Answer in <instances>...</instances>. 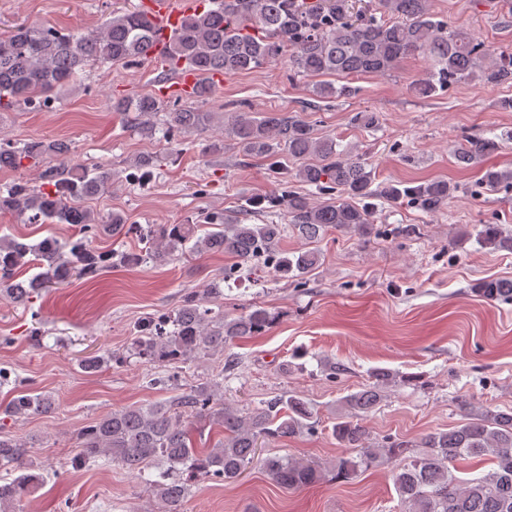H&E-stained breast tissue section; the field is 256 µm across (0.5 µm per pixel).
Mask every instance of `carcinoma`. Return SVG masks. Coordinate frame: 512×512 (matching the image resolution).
I'll use <instances>...</instances> for the list:
<instances>
[{
	"label": "carcinoma",
	"mask_w": 512,
	"mask_h": 512,
	"mask_svg": "<svg viewBox=\"0 0 512 512\" xmlns=\"http://www.w3.org/2000/svg\"><path fill=\"white\" fill-rule=\"evenodd\" d=\"M209 7L186 14L168 42L163 59L166 70L180 67L197 71L202 82L196 98L206 101L212 87L205 78L214 73L234 76L249 73L284 55L292 77L385 74L410 54H423L430 63L428 77L418 84L419 93L438 91L478 77L487 84L512 83V54L475 40L466 30L453 27L431 9V0H377L374 11L353 12L352 0H319L304 5L298 0H208ZM158 38L156 26L141 10L114 11L99 29H55L36 23H19L0 36V108L18 101L46 104L50 93L76 85L88 68L113 66L146 59ZM112 109L131 125L150 136L153 118L161 109L151 94H127L112 100ZM214 113L190 107L169 113L170 129L191 133L212 123ZM236 144L249 155L274 158L280 153L297 163L295 179L316 188L326 199L313 201L295 190L269 195L259 201L262 210L286 207L288 223L244 224L238 218L217 217L209 224H152L146 228L127 224L114 213L108 221L95 218L83 200L104 193L112 172L92 173L61 161L41 173L50 189L17 183L0 192V213L25 216L40 224H78L80 237L63 253L55 239L36 245L15 237L0 238V285L19 303H27L42 289L68 281L72 276L95 278L110 266L112 256L97 251L88 238L122 227L139 234L145 249L119 256V262L137 267L165 262L175 253L193 255L224 252L241 264L270 270L275 278L301 285L318 265L320 252L313 247L329 230L349 232L361 239L373 230L372 190L374 172L359 156L339 148L336 138L319 136L314 125L298 112L242 111L231 116ZM504 139L469 135L456 147L457 166L467 168L489 156ZM62 143L30 142L21 148L0 145V167L20 169L24 161L65 154ZM479 184L487 190L512 189V171L488 166ZM459 191L444 180L389 185L384 195L393 202H407L427 212H437ZM305 241L290 254L281 250L288 233ZM481 246L512 252V234L498 224H479ZM35 257L42 272L26 281L17 270ZM472 290L491 301H512V279L485 278ZM274 317L260 306L233 318L224 310L206 306L202 294H185L167 314L141 322L134 329L131 352L141 359L158 361L166 372L153 384L176 385L181 365L209 358L240 338L258 336ZM126 356L111 351L94 352L80 360L83 371L96 373ZM375 384L342 399L343 414L331 434L343 448L356 454L336 457L329 465L271 456L262 469L276 484L288 490L312 487L327 477L350 479L381 462L394 463V484L406 504L405 512H512V413L477 412L448 431L430 432L418 440L375 442L360 423L381 401V389L394 381L391 372H373ZM53 399L14 384L7 404L0 408V468L21 474L0 482V512H22L20 503L29 489L42 480L30 459L28 442L5 431L7 422H18L51 412ZM210 425L223 433L210 448L196 447L193 432ZM314 413L295 395H279L249 411L224 398V381L216 379L191 385L172 399L133 405L113 411L83 426L77 433L80 448L75 467L105 459L131 471L160 462L169 471L150 485L158 512H179L198 478L238 479L254 462L262 439H280L311 432ZM483 458L493 468L482 478L463 480L455 475L458 463ZM186 467L188 477L171 474Z\"/></svg>",
	"instance_id": "1"
}]
</instances>
